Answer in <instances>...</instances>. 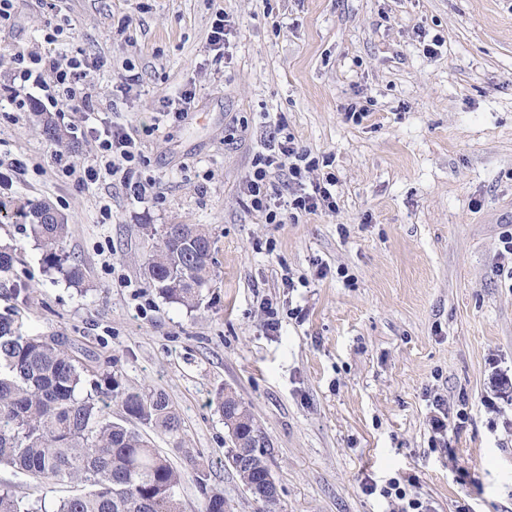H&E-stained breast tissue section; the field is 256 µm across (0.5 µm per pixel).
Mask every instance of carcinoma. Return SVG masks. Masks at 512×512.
<instances>
[{"mask_svg": "<svg viewBox=\"0 0 512 512\" xmlns=\"http://www.w3.org/2000/svg\"><path fill=\"white\" fill-rule=\"evenodd\" d=\"M44 137L69 142L66 128L38 106ZM25 232L43 249V262L80 287L82 266L65 255L70 225L47 200L31 205ZM214 240L202 224H169L150 253L145 275L163 297L187 308L201 301L211 276ZM121 418L113 420L110 402ZM232 448L228 460L260 512H279V497L268 492L267 451L258 447L257 427L234 393H217ZM136 420L172 438L182 432L180 413L161 390L125 388L110 373L90 374L62 340L24 334L9 309L0 313V465L44 483H70L77 492L60 499L53 512H180L177 492L183 474L149 439L128 426ZM203 512H232L224 493L208 487ZM0 512H43L0 484Z\"/></svg>", "mask_w": 512, "mask_h": 512, "instance_id": "1", "label": "carcinoma"}]
</instances>
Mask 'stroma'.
Wrapping results in <instances>:
<instances>
[{
	"label": "stroma",
	"instance_id": "stroma-1",
	"mask_svg": "<svg viewBox=\"0 0 512 512\" xmlns=\"http://www.w3.org/2000/svg\"><path fill=\"white\" fill-rule=\"evenodd\" d=\"M44 53L88 60L93 110L17 79V55ZM187 90L188 115L169 112ZM354 102L368 109L358 122ZM34 103L79 152L41 135ZM114 126L138 141L145 195L62 171L94 164L95 131ZM275 131L317 160L308 182L335 175V210L269 224L252 209L245 178ZM44 198L68 219L83 287L23 231V208ZM168 224L207 225L215 241L198 309L144 275ZM507 231L512 0H14L0 24V241L18 248L0 312L28 283L24 333L169 396L181 440L148 436L185 471L180 512L204 501L187 448L233 512H258L227 459L223 389L268 441L282 512H406L412 498L426 512H512V403L487 404L496 374L512 377ZM393 478L406 499L366 490ZM0 484L47 512L74 491L6 465Z\"/></svg>",
	"mask_w": 512,
	"mask_h": 512
}]
</instances>
